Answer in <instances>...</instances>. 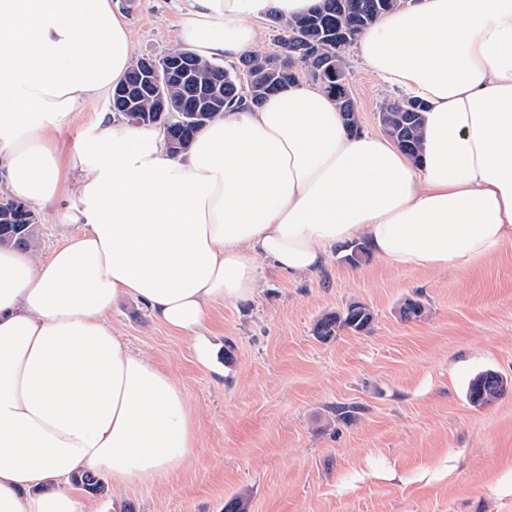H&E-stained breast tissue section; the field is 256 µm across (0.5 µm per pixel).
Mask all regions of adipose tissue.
I'll list each match as a JSON object with an SVG mask.
<instances>
[{
    "instance_id": "1",
    "label": "adipose tissue",
    "mask_w": 512,
    "mask_h": 512,
    "mask_svg": "<svg viewBox=\"0 0 512 512\" xmlns=\"http://www.w3.org/2000/svg\"><path fill=\"white\" fill-rule=\"evenodd\" d=\"M319 0H181L178 38L205 61L251 51L260 23ZM362 65L428 105L419 161L350 133L301 81L227 112L183 155L100 119L63 152L55 120L111 92L133 40L111 0H0V151L7 188L81 225L50 259L0 248V512H88L72 483L156 480L199 456L188 395L107 320L126 298L190 336L214 304L255 297L265 265L319 270L363 240L396 267L448 269L512 242V0H413L357 38Z\"/></svg>"
}]
</instances>
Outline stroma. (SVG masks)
Wrapping results in <instances>:
<instances>
[{
  "mask_svg": "<svg viewBox=\"0 0 512 512\" xmlns=\"http://www.w3.org/2000/svg\"><path fill=\"white\" fill-rule=\"evenodd\" d=\"M133 32L134 58L178 48V0H112ZM360 126L379 130L397 96L347 55ZM102 96L54 125L63 151L110 113ZM333 247L316 273L266 268L259 296L216 304L210 339L223 374L203 367L189 337L170 332L129 299L110 321L122 343L148 354L185 387L196 414L200 459L155 482L92 497L95 512H224L247 493L246 512H512V496H487L512 467V389L485 406L467 397L485 370L512 385V242L448 270L398 268L368 257L352 266ZM425 316L404 321L406 298ZM360 301L374 312L366 334H312L326 311ZM451 478L404 485L448 453Z\"/></svg>",
  "mask_w": 512,
  "mask_h": 512,
  "instance_id": "obj_1",
  "label": "stroma"
}]
</instances>
